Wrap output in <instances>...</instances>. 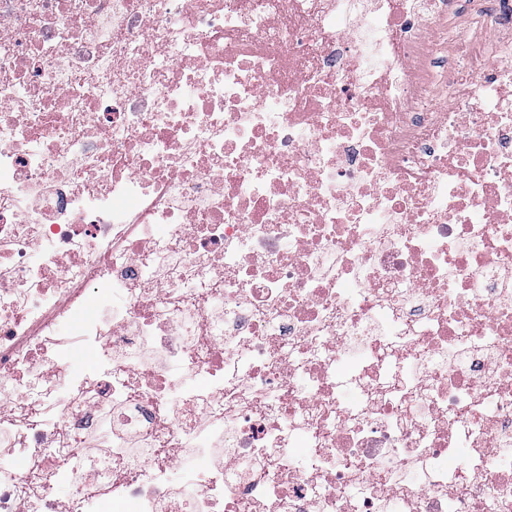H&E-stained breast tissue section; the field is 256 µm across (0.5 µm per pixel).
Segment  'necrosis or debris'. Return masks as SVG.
I'll use <instances>...</instances> for the list:
<instances>
[{"mask_svg":"<svg viewBox=\"0 0 512 512\" xmlns=\"http://www.w3.org/2000/svg\"><path fill=\"white\" fill-rule=\"evenodd\" d=\"M5 404L0 512H512V0H0Z\"/></svg>","mask_w":512,"mask_h":512,"instance_id":"1","label":"necrosis or debris"}]
</instances>
